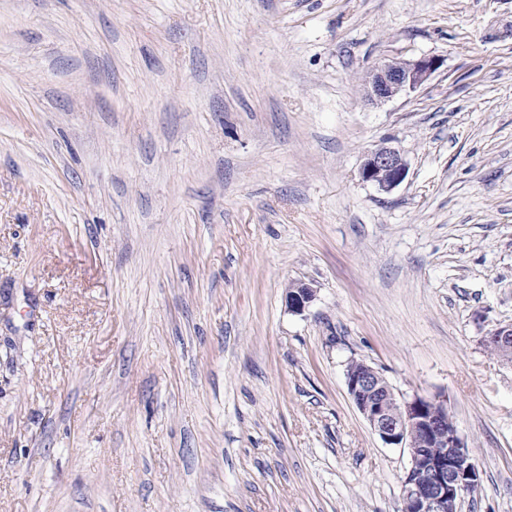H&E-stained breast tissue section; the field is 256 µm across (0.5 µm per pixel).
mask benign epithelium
<instances>
[{
    "label": "benign epithelium",
    "mask_w": 512,
    "mask_h": 512,
    "mask_svg": "<svg viewBox=\"0 0 512 512\" xmlns=\"http://www.w3.org/2000/svg\"><path fill=\"white\" fill-rule=\"evenodd\" d=\"M439 67L435 57L381 64L367 76L368 95L376 102L389 101L421 86ZM359 174L362 181L389 194L406 179L408 165L400 150L382 145L365 154ZM314 298V288L296 284L288 289V310L300 314ZM485 344L511 361L512 326L492 331ZM346 384L356 408L381 441L409 451L410 465L402 482L404 512H459L463 495L480 483V476L447 404L422 397L399 399L386 379L363 361L346 372Z\"/></svg>",
    "instance_id": "7a95c632"
}]
</instances>
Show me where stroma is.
I'll return each mask as SVG.
<instances>
[{"label":"stroma","instance_id":"1","mask_svg":"<svg viewBox=\"0 0 512 512\" xmlns=\"http://www.w3.org/2000/svg\"><path fill=\"white\" fill-rule=\"evenodd\" d=\"M508 324L512 0H0V512H402L353 360L512 512ZM440 63L435 57H421L381 64L367 76L368 95L376 102L392 100L421 86L440 67ZM359 174L362 181L388 194L406 179L408 165L400 150L382 145L365 154ZM315 298V290L311 286L300 283L289 288L287 293L288 310L303 313ZM487 348L497 352L504 360H512V326L500 327L486 336Z\"/></svg>","mask_w":512,"mask_h":512}]
</instances>
